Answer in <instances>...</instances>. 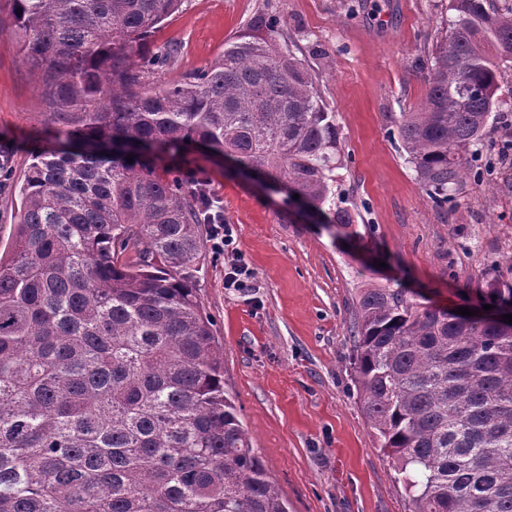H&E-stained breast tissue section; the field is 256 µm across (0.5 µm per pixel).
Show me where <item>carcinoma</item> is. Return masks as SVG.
<instances>
[{"label": "carcinoma", "mask_w": 512, "mask_h": 512, "mask_svg": "<svg viewBox=\"0 0 512 512\" xmlns=\"http://www.w3.org/2000/svg\"><path fill=\"white\" fill-rule=\"evenodd\" d=\"M10 2L68 144L32 155L0 252V512H288L224 394L192 283L204 187L159 172L148 151L201 148L347 228L335 113L274 14L151 86L176 49L143 41L181 0ZM450 10L425 100L389 132L440 208L481 152L512 63V0ZM490 294L512 305V282ZM353 352L367 425L411 512H512V324L373 285L356 301Z\"/></svg>", "instance_id": "obj_1"}]
</instances>
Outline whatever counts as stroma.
Segmentation results:
<instances>
[{
  "label": "stroma",
  "instance_id": "obj_1",
  "mask_svg": "<svg viewBox=\"0 0 512 512\" xmlns=\"http://www.w3.org/2000/svg\"><path fill=\"white\" fill-rule=\"evenodd\" d=\"M260 12L282 19L290 49L336 114V199L353 224L314 223L226 160L200 151L162 157V167L205 180L253 271L250 290L225 288L234 254L208 248L194 274L223 349L224 388L290 512H410L358 403L355 304L361 289L380 285L427 305L479 309L494 277L512 282V157L501 152L512 131V64L500 67L504 118L485 131L481 178L443 211L386 129L424 98V61L454 17L450 0H183L148 39L179 47L152 82L213 61ZM9 13L0 0V150L11 153L13 182L33 150L65 138L45 122L39 73L20 53Z\"/></svg>",
  "mask_w": 512,
  "mask_h": 512
}]
</instances>
